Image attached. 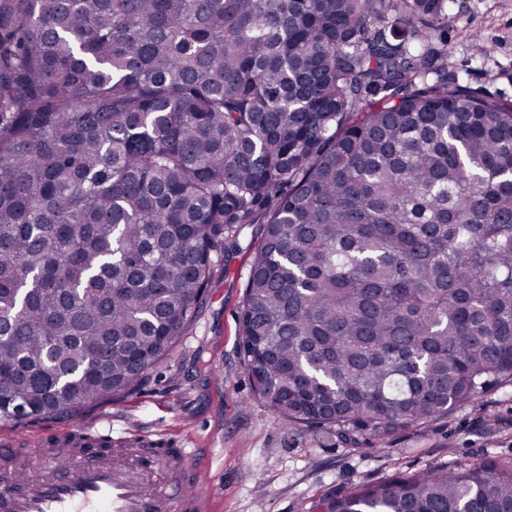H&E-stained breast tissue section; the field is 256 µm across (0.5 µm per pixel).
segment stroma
Returning <instances> with one entry per match:
<instances>
[{
	"instance_id": "stroma-1",
	"label": "stroma",
	"mask_w": 512,
	"mask_h": 512,
	"mask_svg": "<svg viewBox=\"0 0 512 512\" xmlns=\"http://www.w3.org/2000/svg\"><path fill=\"white\" fill-rule=\"evenodd\" d=\"M441 27L448 71L512 102V0H453ZM253 250L234 256L192 329L131 395L73 418L0 419V439L69 426L171 439L198 449L213 477V512H326L330 499L431 467L512 464V382L381 439L351 447L288 424L254 395L239 351V315Z\"/></svg>"
}]
</instances>
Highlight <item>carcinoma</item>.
I'll return each instance as SVG.
<instances>
[{
	"label": "carcinoma",
	"mask_w": 512,
	"mask_h": 512,
	"mask_svg": "<svg viewBox=\"0 0 512 512\" xmlns=\"http://www.w3.org/2000/svg\"><path fill=\"white\" fill-rule=\"evenodd\" d=\"M448 3L0 0V418L136 391L253 224L278 417L358 445L512 381V103L448 77ZM327 512H512V465Z\"/></svg>",
	"instance_id": "obj_1"
}]
</instances>
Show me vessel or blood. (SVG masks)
<instances>
[{"instance_id": "1", "label": "vessel or blood", "mask_w": 512, "mask_h": 512, "mask_svg": "<svg viewBox=\"0 0 512 512\" xmlns=\"http://www.w3.org/2000/svg\"><path fill=\"white\" fill-rule=\"evenodd\" d=\"M0 512H211L195 454L177 442L104 448L82 429L39 440L25 455L0 448Z\"/></svg>"}]
</instances>
